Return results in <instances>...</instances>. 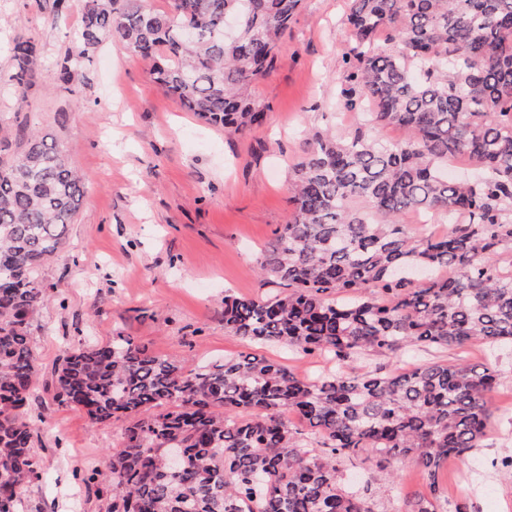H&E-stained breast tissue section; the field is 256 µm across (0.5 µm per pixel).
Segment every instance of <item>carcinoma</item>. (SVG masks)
<instances>
[{"mask_svg": "<svg viewBox=\"0 0 512 512\" xmlns=\"http://www.w3.org/2000/svg\"><path fill=\"white\" fill-rule=\"evenodd\" d=\"M302 0H82L79 56L110 39L152 63L188 112L242 134L267 107L250 86L271 75ZM355 46L343 106L370 110L348 138L307 141L292 219L258 264L257 298L224 294V330L257 345L326 355L336 372L302 377L253 353L192 368L129 336L63 351L46 383L59 406L118 428L99 512H374L369 487L341 482L365 455L384 471L410 459L426 495L396 512H448L439 473L482 447L497 363L425 360L410 369L341 370L369 352L399 357L475 342L512 343V0H349ZM385 32L395 43L377 49ZM37 47L17 39L8 81L19 101ZM392 125L404 138L372 136ZM479 169L451 180L448 161ZM86 182L56 138L24 128L0 157V512H20L43 480L32 410L39 382L31 327L50 297L41 267L61 248ZM448 218L409 232L408 213ZM187 456L177 473L168 450Z\"/></svg>", "mask_w": 512, "mask_h": 512, "instance_id": "obj_1", "label": "carcinoma"}]
</instances>
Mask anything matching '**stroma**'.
<instances>
[{"instance_id":"35a3bbf8","label":"stroma","mask_w":512,"mask_h":512,"mask_svg":"<svg viewBox=\"0 0 512 512\" xmlns=\"http://www.w3.org/2000/svg\"><path fill=\"white\" fill-rule=\"evenodd\" d=\"M347 0H304L280 45L281 62L251 88L268 104L267 121L228 134L184 111L150 78L148 64L112 41L80 59L70 81L57 62L78 44L80 0L55 12L53 0H0V144L16 148L23 121L52 131L87 179L84 203L62 249L40 271L52 290L31 336L43 373L83 338L116 332L158 354L216 361L252 344L224 329V291L265 294L258 269L263 247L294 211L291 185L305 139L349 136L357 113L338 100L343 60L354 40L343 23ZM33 41L35 73L17 103L6 75L16 38ZM492 424L469 464L449 462L442 487L469 512H512V352L499 354ZM48 421L38 431L45 479L24 494L27 512H97L85 473L108 480L112 423H91L57 406L44 387L34 393ZM385 480L371 460L340 466L343 481L369 484L380 512L423 493L426 478L409 460Z\"/></svg>"}]
</instances>
